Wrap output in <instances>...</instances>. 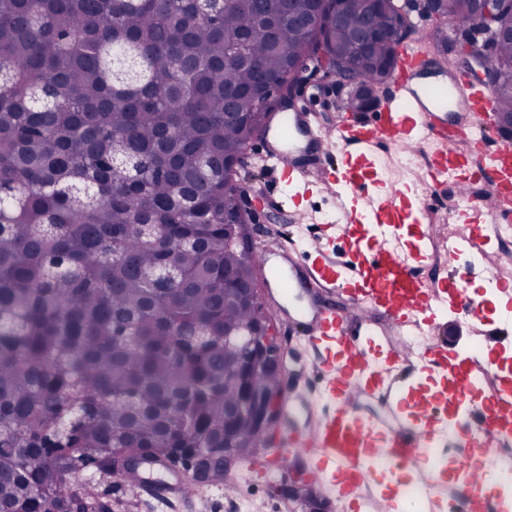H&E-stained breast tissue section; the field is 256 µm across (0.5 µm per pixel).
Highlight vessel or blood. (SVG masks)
Listing matches in <instances>:
<instances>
[{
  "label": "vessel or blood",
  "instance_id": "b4317fda",
  "mask_svg": "<svg viewBox=\"0 0 512 512\" xmlns=\"http://www.w3.org/2000/svg\"><path fill=\"white\" fill-rule=\"evenodd\" d=\"M398 56L390 93L364 123L343 120L327 128L305 113L292 112L276 116L255 147L279 183L305 185L306 165L314 161L322 166L325 185L372 201L362 212L343 205L346 221L336 224L325 244L315 249L273 243L259 247L260 264L273 284L271 301L281 320L305 337L315 359L318 396L331 403L304 431L283 433L282 443L313 457L309 475L314 481L339 482L356 491L370 484L371 461L413 464L423 449L446 444L431 414V399L417 400L405 391L417 371L446 378L460 397L479 386L447 343H433L415 364L404 348L381 341L412 324L434 332L445 308L475 320L481 313L464 285L477 267L451 270L430 285L418 275V266L427 259V234L420 227L407 234L404 221L422 215L428 200L412 199L405 187L385 186L373 166L375 150L383 143L409 151L430 140L433 188L450 183L461 196L469 184V162L455 129L465 123L473 137H480L496 110L492 95L466 82L434 83L414 46H402ZM484 169L491 188L484 199L471 203L468 223L453 238V249H467L480 226L512 219L511 140L499 141ZM298 282L328 289L343 302L337 306L311 295L306 304L289 306ZM370 393L381 396L391 410L394 424L386 431H376L371 419L354 412L355 399ZM417 407L426 419H414ZM464 426L472 438L462 442L456 463L469 481L465 489L449 491V512H496L481 456L490 434L512 435V378L500 377L482 404L470 409Z\"/></svg>",
  "mask_w": 512,
  "mask_h": 512
}]
</instances>
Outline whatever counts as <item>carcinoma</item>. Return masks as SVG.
Segmentation results:
<instances>
[{
  "instance_id": "1",
  "label": "carcinoma",
  "mask_w": 512,
  "mask_h": 512,
  "mask_svg": "<svg viewBox=\"0 0 512 512\" xmlns=\"http://www.w3.org/2000/svg\"><path fill=\"white\" fill-rule=\"evenodd\" d=\"M0 0V512H97L76 475L112 474V449L253 446L266 425L241 403L224 332L257 286L224 188L268 105L259 76H291L308 42L354 59L356 112L396 63L412 18L397 0ZM470 38L512 125V0H423ZM373 29L378 37L358 44ZM257 396L278 378L249 374Z\"/></svg>"
}]
</instances>
